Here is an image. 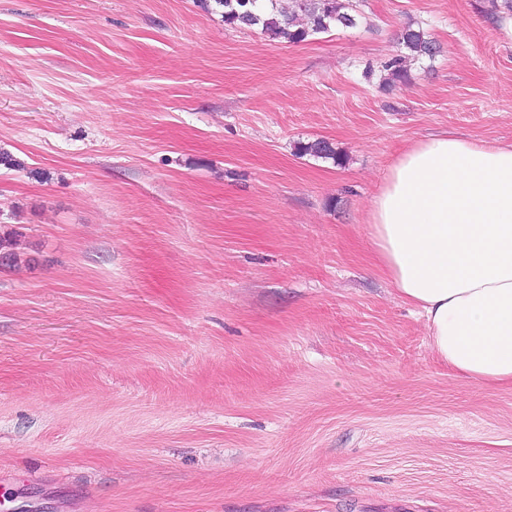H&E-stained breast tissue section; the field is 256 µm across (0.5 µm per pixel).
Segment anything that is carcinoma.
I'll use <instances>...</instances> for the list:
<instances>
[{
  "mask_svg": "<svg viewBox=\"0 0 512 512\" xmlns=\"http://www.w3.org/2000/svg\"><path fill=\"white\" fill-rule=\"evenodd\" d=\"M198 3L206 11L221 13L224 24L231 28L259 26L269 38L292 44L304 42L314 34L354 27L360 18L352 0H292L287 10L278 7L277 0H198ZM399 41L417 57H432L437 52L435 42L421 28H405ZM383 69L390 81H402L407 77V57L397 55L385 62ZM297 151L335 164L342 162L336 148L323 139L300 143ZM14 245L12 235L0 234V268L18 265L20 257Z\"/></svg>",
  "mask_w": 512,
  "mask_h": 512,
  "instance_id": "1",
  "label": "carcinoma"
}]
</instances>
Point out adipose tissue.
<instances>
[{
	"label": "adipose tissue",
	"mask_w": 512,
	"mask_h": 512,
	"mask_svg": "<svg viewBox=\"0 0 512 512\" xmlns=\"http://www.w3.org/2000/svg\"><path fill=\"white\" fill-rule=\"evenodd\" d=\"M378 272L460 377L512 385V143L430 135L393 162L369 211Z\"/></svg>",
	"instance_id": "obj_1"
}]
</instances>
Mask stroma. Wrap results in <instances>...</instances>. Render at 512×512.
Instances as JSON below:
<instances>
[{
    "instance_id": "stroma-1",
    "label": "stroma",
    "mask_w": 512,
    "mask_h": 512,
    "mask_svg": "<svg viewBox=\"0 0 512 512\" xmlns=\"http://www.w3.org/2000/svg\"><path fill=\"white\" fill-rule=\"evenodd\" d=\"M360 9L293 45L196 0H0V512H512V387L432 353L369 226L413 141L512 143V32ZM409 25L440 51L384 84ZM300 154H309L313 157L332 160L334 164L342 162L341 155L336 151V148L326 140L316 139L307 143H298L296 147Z\"/></svg>"
}]
</instances>
